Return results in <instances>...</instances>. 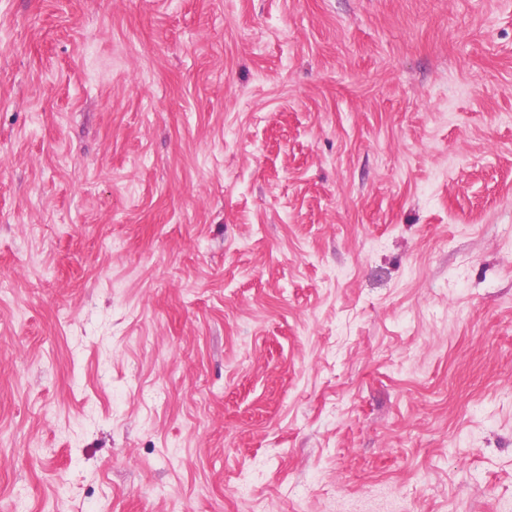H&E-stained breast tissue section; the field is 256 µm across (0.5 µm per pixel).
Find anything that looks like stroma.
<instances>
[{
	"instance_id": "stroma-1",
	"label": "stroma",
	"mask_w": 512,
	"mask_h": 512,
	"mask_svg": "<svg viewBox=\"0 0 512 512\" xmlns=\"http://www.w3.org/2000/svg\"><path fill=\"white\" fill-rule=\"evenodd\" d=\"M0 512H512V0H0Z\"/></svg>"
}]
</instances>
